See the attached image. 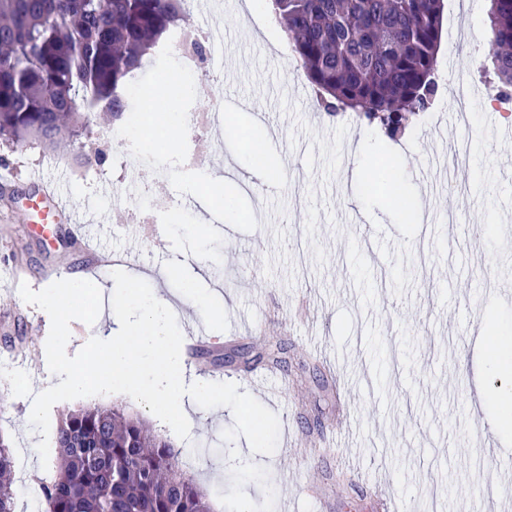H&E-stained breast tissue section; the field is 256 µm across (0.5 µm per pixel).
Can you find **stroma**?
I'll list each match as a JSON object with an SVG mask.
<instances>
[{"label":"stroma","mask_w":512,"mask_h":512,"mask_svg":"<svg viewBox=\"0 0 512 512\" xmlns=\"http://www.w3.org/2000/svg\"><path fill=\"white\" fill-rule=\"evenodd\" d=\"M489 0H447L438 53L440 97L399 140L348 111L317 112L311 96L282 98L268 120L245 112L207 117L213 94H264L305 83L279 21L258 24L243 0H212L210 15L190 11L185 23L208 33L202 73L171 93L170 111L129 123L137 148L151 153L161 176L150 180L127 158V145L92 134L85 150L61 155L34 143H0V360L15 362L34 392L56 379L47 367L51 321L25 303L20 283L41 290L81 272L112 284L100 255H123L120 268L146 281L173 312L182 335L201 328L222 338L186 361L188 373L214 368L240 392H253L247 356L280 337L286 364L264 368L266 407L280 422L272 455L252 453L245 437L226 443L231 410L216 413L186 399L192 425L180 439L123 394L56 403L51 423L86 405H120L147 421L184 454L180 465L207 494L214 512H495L512 496L500 471L512 460V432L486 405L512 380L495 367L485 337L512 325V300L488 290L490 278L512 281V243L499 239L498 213L512 207V175L499 166L512 141L497 140L496 114L475 108L469 127L448 123L459 83L483 92L488 73ZM248 62L233 80L226 55ZM468 137V168L450 173L446 207L421 195L420 168L450 142ZM279 166L269 179L246 170L251 139ZM378 157L408 159L399 185L364 190L366 144ZM101 151L102 163L86 153ZM236 212L212 208L205 182L221 167ZM56 183L85 216L96 250L79 249L65 218L50 224L18 219L37 193L36 180ZM429 223L398 224L393 194ZM109 222H101V215ZM456 392L457 408L448 394ZM32 400L13 396L0 377V436L12 453L14 512H30V494L54 471L42 468L41 440L30 425Z\"/></svg>","instance_id":"stroma-1"}]
</instances>
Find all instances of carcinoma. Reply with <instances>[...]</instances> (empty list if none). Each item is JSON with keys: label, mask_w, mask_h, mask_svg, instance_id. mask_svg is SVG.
Here are the masks:
<instances>
[{"label": "carcinoma", "mask_w": 512, "mask_h": 512, "mask_svg": "<svg viewBox=\"0 0 512 512\" xmlns=\"http://www.w3.org/2000/svg\"><path fill=\"white\" fill-rule=\"evenodd\" d=\"M185 0H0V139L59 154L133 111L130 77L186 29ZM321 109H349L389 138L425 112L445 0H269ZM490 63L512 99V0H490ZM278 340L261 359L280 364ZM45 512H213L179 467L180 448L124 409L68 412L56 431ZM12 456L0 435V512H14Z\"/></svg>", "instance_id": "carcinoma-1"}]
</instances>
